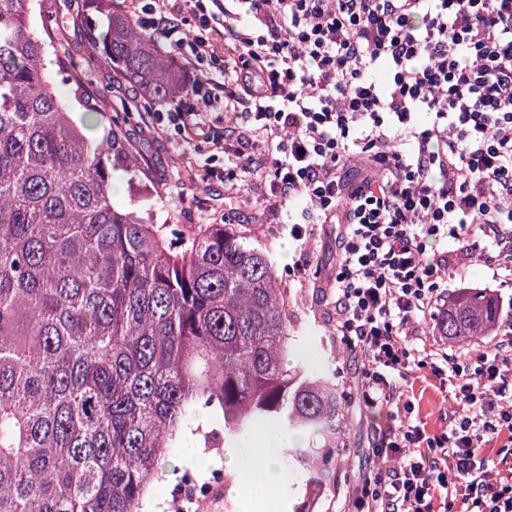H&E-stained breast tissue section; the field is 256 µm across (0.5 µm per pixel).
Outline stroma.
I'll return each mask as SVG.
<instances>
[{
    "instance_id": "obj_1",
    "label": "stroma",
    "mask_w": 512,
    "mask_h": 512,
    "mask_svg": "<svg viewBox=\"0 0 512 512\" xmlns=\"http://www.w3.org/2000/svg\"><path fill=\"white\" fill-rule=\"evenodd\" d=\"M83 0H43L41 17L50 29L57 54L67 64L82 66L78 25ZM85 91L99 111L104 123H118L144 167L150 186L159 193L182 194L184 202L178 216L182 224H212L226 221L242 225L252 238L266 244L275 254L281 283L288 293L292 317L301 334H313L303 354L310 366L331 365L336 372L339 391L349 430V447L341 457L336 472V496L326 502L322 512H350V491L361 478L375 474L383 462L371 447L373 430L385 424L386 417L376 410L360 406L356 386L361 381L366 360L361 353L349 350L331 338V281L336 266V241L330 226H314L305 246H298L289 236L287 225L277 223L267 214L260 200L263 188L256 186L249 174L239 173L232 181L224 178L223 156H210L207 144L197 149H183L174 133L144 127L142 112L151 103L136 98L131 111L116 112L112 101L127 87L115 73L88 70ZM210 170H203V163ZM512 271L493 272L483 252L474 253L470 262L454 269L448 279L450 291L473 285L496 296L502 319L512 318V289L505 285ZM224 448H189L172 459L176 474H166L154 482L151 491L157 512H168L173 504V489L180 479L192 476L208 480L223 471Z\"/></svg>"
}]
</instances>
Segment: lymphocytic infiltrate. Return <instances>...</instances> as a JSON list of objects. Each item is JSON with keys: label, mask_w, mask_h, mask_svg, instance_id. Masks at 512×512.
Segmentation results:
<instances>
[{"label": "lymphocytic infiltrate", "mask_w": 512, "mask_h": 512, "mask_svg": "<svg viewBox=\"0 0 512 512\" xmlns=\"http://www.w3.org/2000/svg\"><path fill=\"white\" fill-rule=\"evenodd\" d=\"M124 2L183 59L197 99L144 113L146 126L208 144L231 177L261 153L269 211L303 203L296 241L337 227L332 335L368 358L359 398L390 409L375 451L396 462L356 486L357 512H512V467L489 474L483 454L512 435V322L464 355L412 340L475 232L488 262L512 266V0H246L232 18L224 0ZM215 110L246 131L220 133ZM414 368L456 402L446 430L393 411Z\"/></svg>", "instance_id": "obj_1"}]
</instances>
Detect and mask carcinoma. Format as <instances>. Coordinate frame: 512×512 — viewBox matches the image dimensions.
Wrapping results in <instances>:
<instances>
[{"label":"carcinoma","mask_w":512,"mask_h":512,"mask_svg":"<svg viewBox=\"0 0 512 512\" xmlns=\"http://www.w3.org/2000/svg\"><path fill=\"white\" fill-rule=\"evenodd\" d=\"M87 2V65L154 104L191 92L155 34ZM37 6L0 0V512H144L204 415L226 448L258 426L296 431L277 452L292 512H320L347 426L335 373L299 354L274 254L233 224L116 205L114 172L136 158L120 127L89 120L81 73L44 67ZM498 323L496 298L465 288L434 331L472 343Z\"/></svg>","instance_id":"carcinoma-1"}]
</instances>
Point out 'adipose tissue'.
Returning a JSON list of instances; mask_svg holds the SVG:
<instances>
[{
  "label": "adipose tissue",
  "instance_id": "ef3b65f1",
  "mask_svg": "<svg viewBox=\"0 0 512 512\" xmlns=\"http://www.w3.org/2000/svg\"><path fill=\"white\" fill-rule=\"evenodd\" d=\"M287 439L286 432L280 429L261 434L247 432L240 436L236 451L227 459L226 465L240 474L236 489L248 503L262 504L287 482V474L277 463V450Z\"/></svg>",
  "mask_w": 512,
  "mask_h": 512
}]
</instances>
